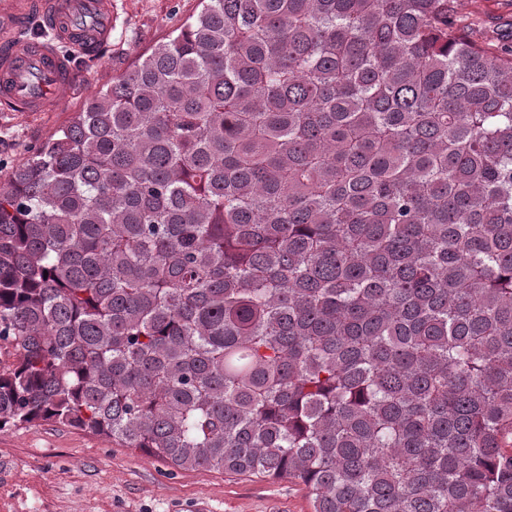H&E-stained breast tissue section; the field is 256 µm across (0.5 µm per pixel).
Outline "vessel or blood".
<instances>
[{
  "mask_svg": "<svg viewBox=\"0 0 512 512\" xmlns=\"http://www.w3.org/2000/svg\"><path fill=\"white\" fill-rule=\"evenodd\" d=\"M34 13L51 39L18 36L21 22ZM111 35V0H14L9 12H0V103L18 112L55 111L71 79L70 58L59 45L91 57Z\"/></svg>",
  "mask_w": 512,
  "mask_h": 512,
  "instance_id": "b4317fda",
  "label": "vessel or blood"
}]
</instances>
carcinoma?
Masks as SVG:
<instances>
[{"label": "carcinoma", "instance_id": "carcinoma-1", "mask_svg": "<svg viewBox=\"0 0 512 512\" xmlns=\"http://www.w3.org/2000/svg\"><path fill=\"white\" fill-rule=\"evenodd\" d=\"M0 185V431L512 512V54L449 0H203Z\"/></svg>", "mask_w": 512, "mask_h": 512}]
</instances>
